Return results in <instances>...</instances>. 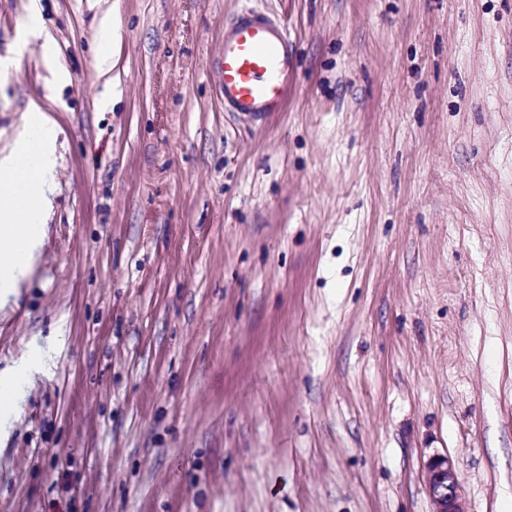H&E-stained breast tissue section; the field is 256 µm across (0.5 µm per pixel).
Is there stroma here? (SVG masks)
<instances>
[{"mask_svg": "<svg viewBox=\"0 0 512 512\" xmlns=\"http://www.w3.org/2000/svg\"><path fill=\"white\" fill-rule=\"evenodd\" d=\"M33 1L67 81L20 40ZM244 6L294 42L262 122L216 93ZM14 54L0 148L36 103L59 160L0 371L61 355L0 512H431L440 455L464 512H504L512 0H0Z\"/></svg>", "mask_w": 512, "mask_h": 512, "instance_id": "obj_1", "label": "stroma"}]
</instances>
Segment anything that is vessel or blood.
I'll return each instance as SVG.
<instances>
[{"label":"vessel or blood","instance_id":"1","mask_svg":"<svg viewBox=\"0 0 512 512\" xmlns=\"http://www.w3.org/2000/svg\"><path fill=\"white\" fill-rule=\"evenodd\" d=\"M219 68L225 111L259 119L284 111L295 70L287 24L267 12L240 9L224 25Z\"/></svg>","mask_w":512,"mask_h":512}]
</instances>
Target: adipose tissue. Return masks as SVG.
<instances>
[{
	"mask_svg": "<svg viewBox=\"0 0 512 512\" xmlns=\"http://www.w3.org/2000/svg\"><path fill=\"white\" fill-rule=\"evenodd\" d=\"M57 164L55 123L39 107H31L27 122L0 151V310L45 245ZM52 362V349L37 347L29 358L0 373V438L10 433L34 375Z\"/></svg>",
	"mask_w": 512,
	"mask_h": 512,
	"instance_id": "obj_1",
	"label": "adipose tissue"
}]
</instances>
